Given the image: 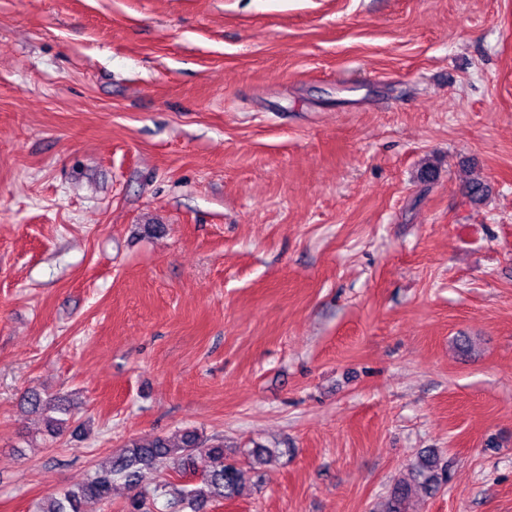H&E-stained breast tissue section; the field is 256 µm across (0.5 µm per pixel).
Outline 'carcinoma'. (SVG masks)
<instances>
[{"instance_id": "1", "label": "carcinoma", "mask_w": 512, "mask_h": 512, "mask_svg": "<svg viewBox=\"0 0 512 512\" xmlns=\"http://www.w3.org/2000/svg\"><path fill=\"white\" fill-rule=\"evenodd\" d=\"M25 404L35 413L44 415V435L56 439L63 435L72 414L69 402L59 397H42L29 392ZM202 454L208 466L199 480L186 477L196 473L195 457ZM278 448L258 445L252 451L253 465L262 466L279 459ZM172 471L185 478L179 485L171 482L163 487L171 489L173 504H187L192 512H202L209 504L232 500L240 493L243 471L224 456V438L208 436L188 428L178 435H157L143 442L132 439L112 461L90 475L85 481L68 487L50 497L37 512H86L89 502H107L112 496V484L118 480L136 489L142 481L143 470ZM448 483V464L437 448L421 450L407 467V473L393 481L381 502L379 512H408L411 498L419 493L433 496Z\"/></svg>"}]
</instances>
